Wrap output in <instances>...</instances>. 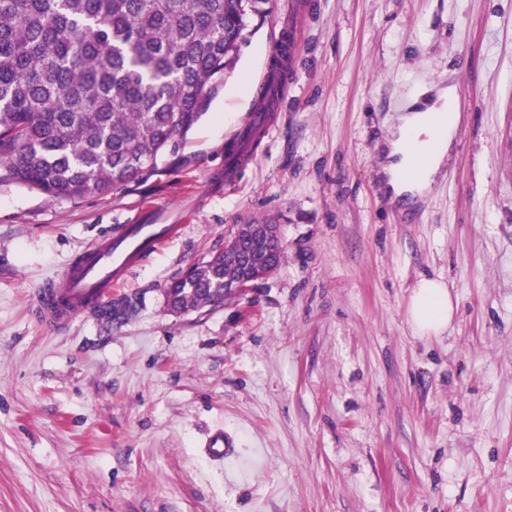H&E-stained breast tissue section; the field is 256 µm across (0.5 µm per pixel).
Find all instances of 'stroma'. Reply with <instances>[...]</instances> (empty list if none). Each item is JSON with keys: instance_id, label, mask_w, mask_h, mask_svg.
Segmentation results:
<instances>
[{"instance_id": "1", "label": "stroma", "mask_w": 512, "mask_h": 512, "mask_svg": "<svg viewBox=\"0 0 512 512\" xmlns=\"http://www.w3.org/2000/svg\"><path fill=\"white\" fill-rule=\"evenodd\" d=\"M282 97L255 159L214 191L283 0H263L199 121L136 182L55 200L0 180V512H512V0H293ZM462 87L453 147L393 201V99ZM153 208L181 230L113 297L49 324L38 294ZM285 259L249 294L168 313L163 290L239 225ZM446 281L440 335L407 319ZM236 438L216 462L215 426ZM454 306L442 279L422 278L408 305V320L420 336L437 335L448 328Z\"/></svg>"}]
</instances>
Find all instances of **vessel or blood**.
Returning <instances> with one entry per match:
<instances>
[{
	"mask_svg": "<svg viewBox=\"0 0 512 512\" xmlns=\"http://www.w3.org/2000/svg\"><path fill=\"white\" fill-rule=\"evenodd\" d=\"M176 230V225L163 223L160 213L147 210L121 234L96 242L57 278L55 292L65 304L48 310V321L58 323L71 313L93 311L132 267ZM205 446L216 460L236 454L234 438L220 426L213 429Z\"/></svg>",
	"mask_w": 512,
	"mask_h": 512,
	"instance_id": "vessel-or-blood-1",
	"label": "vessel or blood"
}]
</instances>
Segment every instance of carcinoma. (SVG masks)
I'll return each mask as SVG.
<instances>
[{
  "label": "carcinoma",
  "mask_w": 512,
  "mask_h": 512,
  "mask_svg": "<svg viewBox=\"0 0 512 512\" xmlns=\"http://www.w3.org/2000/svg\"><path fill=\"white\" fill-rule=\"evenodd\" d=\"M257 0H0V169L51 199L139 180L200 117L230 72ZM264 270L280 242L248 245ZM240 262L223 249L168 285L186 313L230 301ZM136 305L96 306L108 322Z\"/></svg>",
  "instance_id": "carcinoma-1"
}]
</instances>
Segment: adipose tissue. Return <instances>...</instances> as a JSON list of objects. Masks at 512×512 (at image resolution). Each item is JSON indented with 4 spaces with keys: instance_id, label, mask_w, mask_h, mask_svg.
Here are the masks:
<instances>
[{
    "instance_id": "adipose-tissue-1",
    "label": "adipose tissue",
    "mask_w": 512,
    "mask_h": 512,
    "mask_svg": "<svg viewBox=\"0 0 512 512\" xmlns=\"http://www.w3.org/2000/svg\"><path fill=\"white\" fill-rule=\"evenodd\" d=\"M452 89L438 93V105L422 112L400 116L392 136L387 139L388 164L384 169L393 197L421 192L430 186L439 171L455 136L454 125L441 109L450 102ZM454 306L442 279H421L408 305V320L421 336L436 335L450 324Z\"/></svg>"
}]
</instances>
